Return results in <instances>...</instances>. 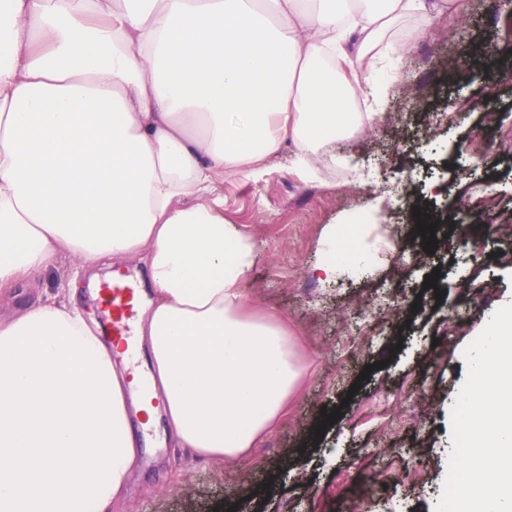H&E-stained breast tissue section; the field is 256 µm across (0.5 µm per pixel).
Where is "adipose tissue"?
Wrapping results in <instances>:
<instances>
[{"label": "adipose tissue", "instance_id": "1", "mask_svg": "<svg viewBox=\"0 0 512 512\" xmlns=\"http://www.w3.org/2000/svg\"><path fill=\"white\" fill-rule=\"evenodd\" d=\"M465 0H0V288L57 253L140 258L153 289L133 355L77 305L0 322V512H110L160 399L179 447L233 460L302 383L288 322L247 301L256 239L224 219L216 179L285 141L309 178L349 159L351 101L372 122L408 45L403 18ZM378 210L328 225L312 273L375 253ZM147 352L149 385L128 373Z\"/></svg>", "mask_w": 512, "mask_h": 512}]
</instances>
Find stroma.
I'll return each mask as SVG.
<instances>
[{
    "label": "stroma",
    "instance_id": "35a3bbf8",
    "mask_svg": "<svg viewBox=\"0 0 512 512\" xmlns=\"http://www.w3.org/2000/svg\"><path fill=\"white\" fill-rule=\"evenodd\" d=\"M400 32L412 37L401 69L423 105L340 141L356 169L306 178L288 144L257 172L219 183L225 218L259 244L246 296L287 319L305 366L287 417L236 461L195 457L158 421L138 437L125 512H434L468 375L464 350L512 303V240L498 234L512 225V9L466 0L461 15L410 19ZM489 110L497 120L487 128ZM395 168L403 180L392 190ZM377 197L385 234L371 270L312 278L325 227ZM416 199L449 223L430 254L415 230ZM463 218L474 234L456 231ZM435 269L437 289L424 288ZM110 271L55 258L0 298V320L49 299L97 313L91 281ZM324 409L341 417L320 435Z\"/></svg>",
    "mask_w": 512,
    "mask_h": 512
}]
</instances>
